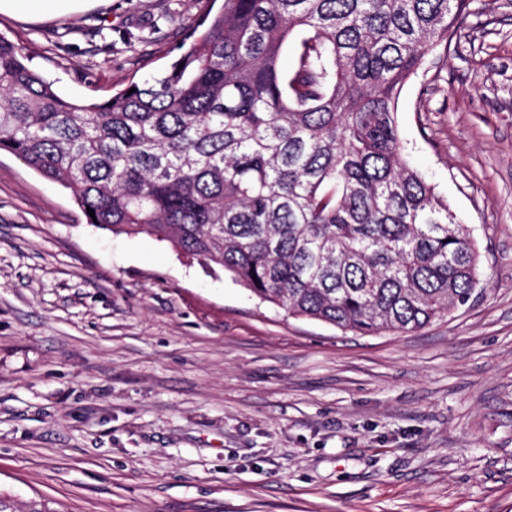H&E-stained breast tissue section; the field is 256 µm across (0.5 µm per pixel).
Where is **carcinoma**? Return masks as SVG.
<instances>
[{
	"label": "carcinoma",
	"instance_id": "carcinoma-1",
	"mask_svg": "<svg viewBox=\"0 0 512 512\" xmlns=\"http://www.w3.org/2000/svg\"><path fill=\"white\" fill-rule=\"evenodd\" d=\"M469 5L224 0L159 77L103 102L64 98L0 37V150L69 189L87 223L167 242L290 315L419 330L482 271L409 165L398 105Z\"/></svg>",
	"mask_w": 512,
	"mask_h": 512
}]
</instances>
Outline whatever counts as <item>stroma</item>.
<instances>
[{"label":"stroma","mask_w":512,"mask_h":512,"mask_svg":"<svg viewBox=\"0 0 512 512\" xmlns=\"http://www.w3.org/2000/svg\"><path fill=\"white\" fill-rule=\"evenodd\" d=\"M215 0H103L0 36L74 99L157 75ZM411 164L485 276L425 328L289 315L87 224L0 151V496L58 512H512V0L403 90Z\"/></svg>","instance_id":"obj_1"}]
</instances>
